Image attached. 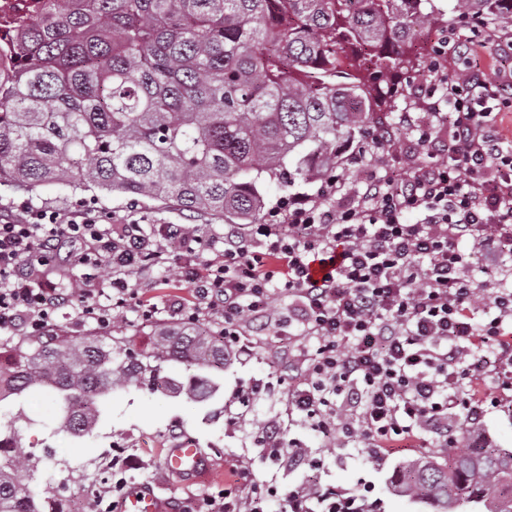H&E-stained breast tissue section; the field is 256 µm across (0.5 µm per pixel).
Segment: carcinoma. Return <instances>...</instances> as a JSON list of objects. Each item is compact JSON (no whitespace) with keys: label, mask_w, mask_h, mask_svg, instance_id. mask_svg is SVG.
Listing matches in <instances>:
<instances>
[{"label":"carcinoma","mask_w":512,"mask_h":512,"mask_svg":"<svg viewBox=\"0 0 512 512\" xmlns=\"http://www.w3.org/2000/svg\"><path fill=\"white\" fill-rule=\"evenodd\" d=\"M431 0H45L0 37V185L54 183L148 198L229 224H258L262 186L336 169L392 108V77L411 63ZM459 14L512 22V0H455ZM195 370L183 383L168 364ZM224 368V346L198 325L161 327L132 353L112 337L28 336L0 364V402L47 392L83 436L120 384H158L208 400L199 374ZM470 447L455 451V444ZM443 461L397 466L394 493L421 512H512V448L461 427ZM36 459L0 471V512H42Z\"/></svg>","instance_id":"1"}]
</instances>
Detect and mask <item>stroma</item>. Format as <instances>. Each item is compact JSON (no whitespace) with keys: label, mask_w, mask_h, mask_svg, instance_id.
I'll list each match as a JSON object with an SVG mask.
<instances>
[{"label":"stroma","mask_w":512,"mask_h":512,"mask_svg":"<svg viewBox=\"0 0 512 512\" xmlns=\"http://www.w3.org/2000/svg\"><path fill=\"white\" fill-rule=\"evenodd\" d=\"M444 11L441 22L423 30L419 36L421 56L416 68L402 71L396 78L397 93L393 113L386 120L395 131L392 145L372 146L363 165L342 162L334 177L337 190L330 206L340 207L361 186L364 175H390L405 179L428 163L424 150L415 148V136L396 128L395 115L403 110L417 113L444 112L447 101L435 94L430 80L436 57L434 45L454 21L451 0H437ZM29 201L61 212L79 211L87 217L113 219L116 222L139 221L142 224L191 223L199 233L211 237L222 234L224 222L207 216L187 218L185 212L145 199L131 201L101 192H80L64 184H51L34 192L0 187V208ZM246 349L230 358L223 372L217 373L219 390L206 405L185 396L167 395L147 387L119 386L102 400L99 426L111 433L112 440L125 450V466L136 484L151 485L169 499L173 512L218 495L233 479L236 471H247L265 489L266 512H286L290 491L299 488L331 487L344 493H366L382 512H416L406 498L392 494L386 480L395 465L418 456L415 448H401L379 457L366 451L364 443L343 438H327L315 431L309 421L288 410L287 392L292 379L282 355L277 327L264 335L245 339ZM491 403L477 425L496 446L512 448V392L502 387L485 388ZM32 424L10 423L0 416V431L16 428L22 452L34 456L59 455L52 476L36 485V492L54 491L57 484L69 490L66 512H88L94 499L112 501V486L105 480L89 481V474H100L108 464L99 454L92 437H74L60 431L62 415L57 406L41 396L26 405ZM276 425L284 440L296 450L278 459L270 458L255 441L257 424ZM194 433L200 444L223 443L220 453H209L198 477L182 479L165 472L166 448L179 440L181 431Z\"/></svg>","instance_id":"1"}]
</instances>
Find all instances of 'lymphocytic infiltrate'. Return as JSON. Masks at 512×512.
<instances>
[{
    "mask_svg": "<svg viewBox=\"0 0 512 512\" xmlns=\"http://www.w3.org/2000/svg\"><path fill=\"white\" fill-rule=\"evenodd\" d=\"M485 20L461 16L437 48L444 112L398 125L434 148L448 128L446 159L391 185L368 175L340 209L295 197L261 224H228L220 240L180 224H101L43 207L0 212V330L43 335L60 305L80 323L109 326L116 315L151 321L162 311L181 323L222 322L225 349L260 335L272 301L290 300L284 353L311 347L288 387L291 410L325 435L365 440L375 453L411 448L421 434L448 438L475 423L484 399L475 382L512 386V141L501 137L502 96L512 74L472 60ZM469 60L467 69L452 66ZM470 244L483 251L491 290L468 275ZM99 270L95 288L62 291L43 270L61 254ZM177 269L196 298L168 309L142 291L144 279ZM334 406L335 417L321 410ZM289 512H358L337 490L293 491Z\"/></svg>",
    "mask_w": 512,
    "mask_h": 512,
    "instance_id": "f902f5d3",
    "label": "lymphocytic infiltrate"
}]
</instances>
